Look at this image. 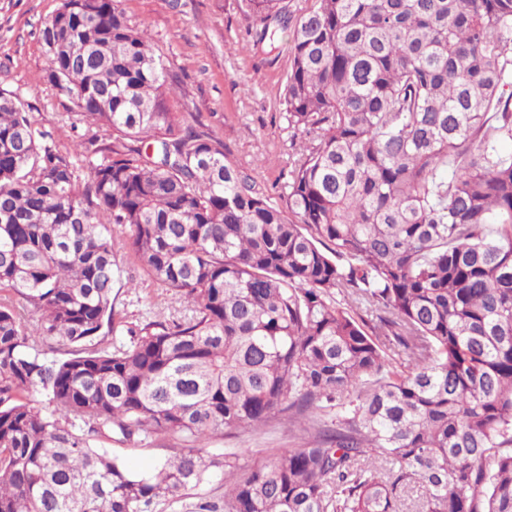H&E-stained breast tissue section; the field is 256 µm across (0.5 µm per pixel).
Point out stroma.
I'll return each instance as SVG.
<instances>
[{
    "mask_svg": "<svg viewBox=\"0 0 512 512\" xmlns=\"http://www.w3.org/2000/svg\"><path fill=\"white\" fill-rule=\"evenodd\" d=\"M60 5L61 0H0V89L18 93L38 126L52 134L61 151L72 154L88 128L75 123L72 104L47 82L49 61L39 38L45 20ZM121 7L147 30L179 80L167 98L169 110L198 116L233 161L255 170L265 185H283L292 157L309 142L289 127L283 105L288 37H281L272 53L255 44L246 34L237 0H121ZM115 260L117 320L127 325L182 315V306L126 251L117 250ZM315 433L311 423L292 424L277 416L213 438L206 450L211 455L232 451L247 464L275 457L284 448L303 447ZM173 444L162 435L148 445L115 441L108 449L131 471L147 474L172 454Z\"/></svg>",
    "mask_w": 512,
    "mask_h": 512,
    "instance_id": "1",
    "label": "stroma"
}]
</instances>
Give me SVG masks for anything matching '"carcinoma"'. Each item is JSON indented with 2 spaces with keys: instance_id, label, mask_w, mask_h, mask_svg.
I'll return each instance as SVG.
<instances>
[{
  "instance_id": "carcinoma-1",
  "label": "carcinoma",
  "mask_w": 512,
  "mask_h": 512,
  "mask_svg": "<svg viewBox=\"0 0 512 512\" xmlns=\"http://www.w3.org/2000/svg\"><path fill=\"white\" fill-rule=\"evenodd\" d=\"M282 2L239 4L257 41L290 32L311 139L277 201L168 111L120 0L40 30L48 82L112 132L83 165L0 90V512H166L215 477L192 512H399L412 485L421 512H512V0ZM118 247L185 314L112 345ZM326 410L272 460L204 454ZM160 435L187 446L148 475L101 450Z\"/></svg>"
}]
</instances>
